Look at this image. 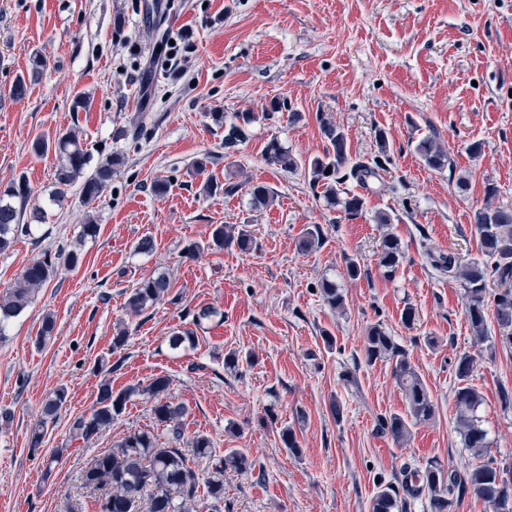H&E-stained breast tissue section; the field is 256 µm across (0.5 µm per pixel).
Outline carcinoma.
<instances>
[{
  "label": "carcinoma",
  "instance_id": "cac0c4a2",
  "mask_svg": "<svg viewBox=\"0 0 512 512\" xmlns=\"http://www.w3.org/2000/svg\"><path fill=\"white\" fill-rule=\"evenodd\" d=\"M46 66L45 58L34 57L28 76L17 79L11 94L16 98L23 97L27 87L41 78ZM321 132L332 147V151L324 156L299 159L288 153L278 140L272 139L266 146L267 160L284 171L303 168L310 176L312 189H321L328 202L342 207L348 215H356L362 211L364 200L355 194L341 196V185L350 180L363 185L386 170L390 163L388 142L379 137L377 154L364 161H352L348 158L345 135L340 128L324 121ZM415 150L431 169L441 170L451 165L448 152L431 136L419 140ZM54 151L59 158L56 193L60 199L78 184L86 202L96 200L123 163L121 155L112 153L94 160L92 152L81 144L73 130L58 137ZM30 199L31 189L21 178L0 194V252L12 247L18 239L33 235V224L24 221ZM475 228L482 251L491 264H464L453 254H440L433 259V266L443 274L464 281L466 316L475 336L481 338L485 331L486 308L491 302L499 326L512 328V210L488 203L476 212ZM322 241V229L314 224L304 229L300 247L309 252L320 247ZM252 245L253 238L246 225L218 224L212 230L207 248L235 247L248 252ZM402 258L397 236L385 235L379 255L383 275L388 278L395 275ZM81 260L79 250L61 249L54 254L45 251L42 257L29 263L15 285L0 292V339L4 338L10 319L34 303L36 294L56 277L60 267H75ZM490 280L498 286V291L493 294L487 288ZM169 288L170 282L164 275L141 281L129 292L125 308L131 314L140 315L162 299ZM319 288L323 301L330 308L344 306V296L336 282L325 279ZM54 327V316L44 313L35 343L46 344ZM364 357L369 365L384 359L394 363V377L408 405L410 419L392 415L380 423L384 432L394 440L402 441L409 435V422L422 424L434 418L435 404L407 349L396 342L382 324L369 328ZM471 369V358L465 354L460 356L456 376L461 385L455 390V402L464 447L482 457L487 455L489 445L487 432L476 415L481 395L469 383ZM169 387L170 379L159 376L142 389L129 388L115 395L111 384L105 382L100 386L97 408L91 415L74 421V432L88 440L112 424L114 417L124 410L127 400L140 392L155 401L154 418L166 431L164 437L148 430L132 431L113 448L92 459L83 472L82 481L85 488L98 493L99 512H187L194 505L203 512H223L224 471L245 472L253 466L248 455L238 449L222 455L217 453L211 439L203 434L194 436L188 447H178L183 439L182 419L186 409L168 400ZM66 398L67 390L61 387L47 400L44 418L32 431L31 447H40L47 423L56 419ZM203 460L208 465L206 478L196 472V464ZM469 493L487 503L491 512H512V470L499 466L493 458L465 471L446 470L435 460L414 469L405 466L400 477L380 487L372 498L370 512H407L410 501L423 497L428 501L429 512H452V508Z\"/></svg>",
  "mask_w": 512,
  "mask_h": 512
}]
</instances>
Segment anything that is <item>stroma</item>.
Segmentation results:
<instances>
[{
	"label": "stroma",
	"mask_w": 512,
	"mask_h": 512,
	"mask_svg": "<svg viewBox=\"0 0 512 512\" xmlns=\"http://www.w3.org/2000/svg\"><path fill=\"white\" fill-rule=\"evenodd\" d=\"M164 2L169 38L189 35L179 71L165 65L145 0H0V191L26 176L45 215L33 236L0 253V292L43 251L76 243L82 251L81 264L59 270L0 340V512H97L82 473L127 432L155 429L154 401L139 389L161 375L170 400L187 408L186 438L208 435L217 451L240 448L254 463L225 472L226 512H370L377 480H394L403 465L477 464L454 402L463 354L482 396L488 454L512 467L507 331L490 309L484 336H474L461 280L432 264L448 252L485 262L474 224L486 186L496 188V205L512 208V0ZM37 54L48 61L41 80L13 98ZM277 100L285 107L271 112ZM245 112L253 120L243 141L225 149V125ZM324 118L344 132L349 158L376 154L378 137L389 144L380 177L346 184L364 199L358 215L329 206L304 170L266 159L274 138L295 157L323 155ZM139 119L137 138L113 139ZM72 128L94 157L124 158L88 204L76 192L53 200L56 155L31 148ZM426 136L447 149L449 167L420 159L415 146ZM158 178L165 194L152 190ZM209 178L240 189L206 195ZM254 185L272 190L273 202L254 206ZM88 213L99 232L83 240ZM383 213L390 223H379ZM218 224L248 225L255 249H208ZM313 224L323 243L302 251L301 233ZM389 232L404 253L391 279L378 266ZM147 236L153 252H137ZM192 242L204 251L189 259ZM351 260L359 278L347 274ZM162 273L168 293L145 313H128L131 288ZM326 277L341 289L343 309L323 302ZM408 303L411 329L400 320ZM204 308L210 317L194 321ZM45 311L55 329L39 348ZM377 323L407 349L436 405L402 442L377 429L381 417L408 413L392 362L363 360ZM120 327L128 337L116 349ZM186 329L194 345L171 348L170 336ZM231 352L239 356L233 370L224 366ZM105 381L136 393L110 428L77 437L72 424L95 409ZM61 387L67 400L31 448L42 404Z\"/></svg>",
	"instance_id": "obj_1"
}]
</instances>
